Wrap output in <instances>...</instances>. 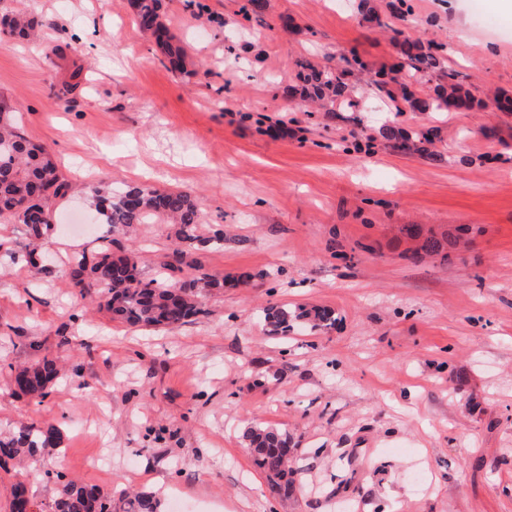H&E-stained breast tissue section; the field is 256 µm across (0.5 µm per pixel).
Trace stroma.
<instances>
[{"label": "stroma", "mask_w": 512, "mask_h": 512, "mask_svg": "<svg viewBox=\"0 0 512 512\" xmlns=\"http://www.w3.org/2000/svg\"><path fill=\"white\" fill-rule=\"evenodd\" d=\"M391 2L266 0L256 17L247 0H161L182 74L130 0H0L40 24L36 40H0V106L75 191L54 209L46 271L24 265L26 230L0 216V433L60 429L25 475L42 512L58 488L47 470L158 492L165 512H512V112H393L367 73L351 79L361 112L332 119L290 96L304 58L400 65L396 27L441 44L476 97L512 96L497 0H405L400 20ZM385 124L432 132L438 160L396 149ZM101 180L191 192L201 236L223 229L181 273L227 278L205 315L134 330L77 302L69 258L104 231L77 191ZM403 224L469 245L416 257ZM178 230L136 224L121 244L155 278ZM270 305L336 323L273 337ZM40 354L61 376L38 402L12 370ZM253 424L288 434L302 491L254 466Z\"/></svg>", "instance_id": "35a3bbf8"}]
</instances>
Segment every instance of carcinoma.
<instances>
[{"instance_id": "carcinoma-1", "label": "carcinoma", "mask_w": 512, "mask_h": 512, "mask_svg": "<svg viewBox=\"0 0 512 512\" xmlns=\"http://www.w3.org/2000/svg\"><path fill=\"white\" fill-rule=\"evenodd\" d=\"M139 25L157 32L158 43L172 63L183 67L187 51L172 45V36L160 21L159 0H133ZM9 34L28 37L36 28L33 20L21 13L3 19ZM396 35L407 68H381L374 72L371 86L386 96L395 111L402 104H417L412 91L417 74L424 73L435 82L434 96L422 102L426 110L444 111L451 106L482 108L512 112V97L495 96L474 101L459 75L448 72L439 46L424 43L398 30ZM294 92L302 102H318L329 118L338 112L361 111L360 101L347 94L348 80L357 70H368L359 59L343 60L341 64L316 66L309 61L298 64ZM381 135L396 141V148L419 153L427 159L439 154L430 150L433 137L429 133L411 135L391 125L381 128ZM69 191V184L59 172L52 152L45 145H34L16 121L0 113V215L9 214L15 222L27 228L32 240L28 263L38 265V257L48 245L47 231L52 224V210L58 199ZM86 194L95 202L100 221L109 226L95 255L82 253L72 258L71 277L80 295H96L102 308L114 321L135 328H174L192 317L204 314L203 295L224 290V278L200 273L190 280L169 276L147 280L139 272V260L131 250L114 252L112 236L135 224H178L179 243L166 255L164 267L180 271L187 264L188 250L200 241L196 228L203 223L197 201L185 191L160 190L147 185L127 186L120 192L112 184L98 181L86 186ZM264 322L271 336H286L300 327H331L335 324L332 311L302 308L290 313L279 306L264 309ZM58 374L57 362L44 356L14 370L15 386L25 395L42 398L48 385ZM60 431L54 425L39 427L20 425L10 436L0 438V469L8 462L27 457L33 461L42 453L60 444ZM245 440L255 465L279 491L291 494L296 488L299 469L283 458L282 449L289 446L287 435L274 429L253 427L246 431ZM61 488L51 512H161V500L153 494L140 492L125 496L120 509L112 504V495L95 485L78 484L56 474Z\"/></svg>"}]
</instances>
